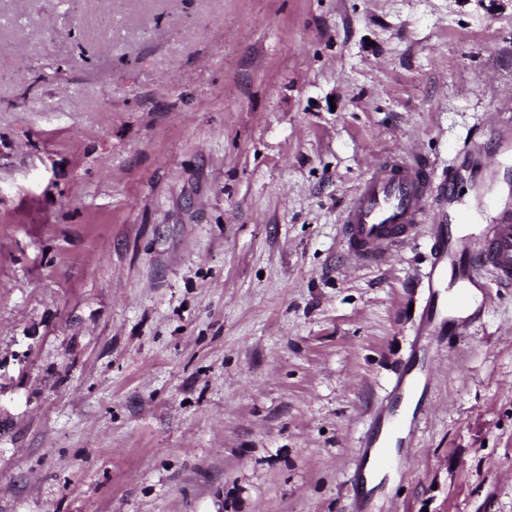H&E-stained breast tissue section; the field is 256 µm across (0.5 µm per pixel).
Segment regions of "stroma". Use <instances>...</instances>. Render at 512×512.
I'll use <instances>...</instances> for the list:
<instances>
[{
    "mask_svg": "<svg viewBox=\"0 0 512 512\" xmlns=\"http://www.w3.org/2000/svg\"><path fill=\"white\" fill-rule=\"evenodd\" d=\"M512 0H0V512H353L429 229L361 267L386 156L512 205ZM432 338L374 512H512V288Z\"/></svg>",
    "mask_w": 512,
    "mask_h": 512,
    "instance_id": "obj_1",
    "label": "stroma"
}]
</instances>
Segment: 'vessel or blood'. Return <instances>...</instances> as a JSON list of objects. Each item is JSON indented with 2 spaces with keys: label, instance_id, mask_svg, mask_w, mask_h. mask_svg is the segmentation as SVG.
Wrapping results in <instances>:
<instances>
[{
  "label": "vessel or blood",
  "instance_id": "obj_1",
  "mask_svg": "<svg viewBox=\"0 0 512 512\" xmlns=\"http://www.w3.org/2000/svg\"><path fill=\"white\" fill-rule=\"evenodd\" d=\"M453 191V183L435 182L431 166L417 155H394L378 163L341 216L348 257L361 266L388 262L426 223L430 199ZM491 279L512 285V211L480 229L461 224L439 228L433 260L421 278L427 293L421 334L436 326L463 333L484 313ZM418 382L416 361L397 370L388 393L392 405L371 415L355 450L357 464L380 474L392 467L406 433L418 429L419 416L403 414Z\"/></svg>",
  "mask_w": 512,
  "mask_h": 512
}]
</instances>
